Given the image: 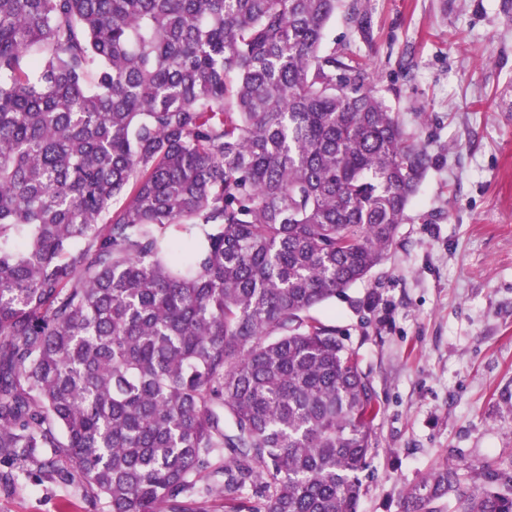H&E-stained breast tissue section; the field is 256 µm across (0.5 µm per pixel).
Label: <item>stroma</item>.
Instances as JSON below:
<instances>
[{"label": "stroma", "instance_id": "35a3bbf8", "mask_svg": "<svg viewBox=\"0 0 512 512\" xmlns=\"http://www.w3.org/2000/svg\"><path fill=\"white\" fill-rule=\"evenodd\" d=\"M322 45L365 62L432 164L387 260L315 309L358 354L381 412L359 512H401L451 460L512 463V0H362ZM0 512H110L73 467L12 466Z\"/></svg>", "mask_w": 512, "mask_h": 512}]
</instances>
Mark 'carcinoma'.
I'll return each mask as SVG.
<instances>
[{"instance_id":"cac0c4a2","label":"carcinoma","mask_w":512,"mask_h":512,"mask_svg":"<svg viewBox=\"0 0 512 512\" xmlns=\"http://www.w3.org/2000/svg\"><path fill=\"white\" fill-rule=\"evenodd\" d=\"M339 2L0 0V458L111 512H358L377 394L313 311L432 158L321 54ZM483 478L403 512H512Z\"/></svg>"}]
</instances>
